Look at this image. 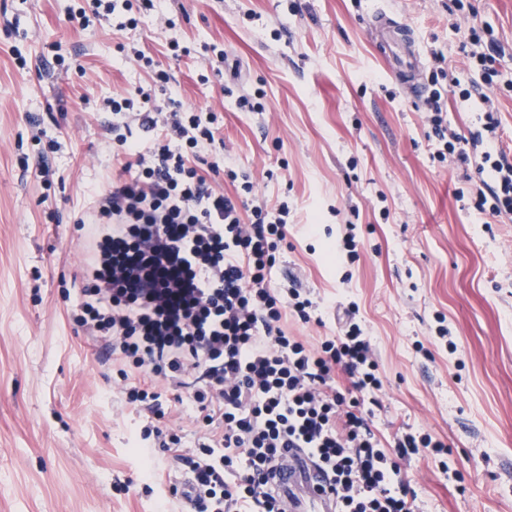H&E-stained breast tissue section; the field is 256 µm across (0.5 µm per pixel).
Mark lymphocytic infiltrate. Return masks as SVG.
<instances>
[{
	"instance_id": "f902f5d3",
	"label": "lymphocytic infiltrate",
	"mask_w": 512,
	"mask_h": 512,
	"mask_svg": "<svg viewBox=\"0 0 512 512\" xmlns=\"http://www.w3.org/2000/svg\"><path fill=\"white\" fill-rule=\"evenodd\" d=\"M496 44L487 22H471L470 78L459 91L485 114L484 159L501 178L481 191L477 208L493 217L512 215V162L493 137L499 121L486 93L499 74ZM426 104L438 160L468 162L475 137L449 133L440 90ZM110 107L112 141L128 162L97 198L75 319L114 363L141 375L124 388L125 404L160 417L169 397L194 409V448L156 426L140 432L172 453L191 484L194 512H286L282 481L294 451L312 459L335 512H415L399 462L446 446L407 432L388 448L373 430L365 403L383 383L355 308L345 332L316 347L284 330L288 316L306 323L314 308L299 289L272 285L288 204H250L253 182L229 165L225 176L240 184L235 195L208 184L191 163L215 141L200 115H163L147 95L138 106L124 98ZM137 128L150 133L148 142L133 140ZM337 371L345 386L331 385Z\"/></svg>"
}]
</instances>
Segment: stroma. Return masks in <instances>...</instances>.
<instances>
[{
  "label": "stroma",
  "mask_w": 512,
  "mask_h": 512,
  "mask_svg": "<svg viewBox=\"0 0 512 512\" xmlns=\"http://www.w3.org/2000/svg\"><path fill=\"white\" fill-rule=\"evenodd\" d=\"M469 2L470 16L454 0H132L137 25L122 29L92 0H0V512L182 506L167 455L142 476L135 438L156 421L124 403L116 366L73 320L89 247L75 222L125 162L108 102L141 91L215 113L198 164L213 187L233 193L229 156L259 199L287 201L277 281L318 305L289 335L318 344L357 303L384 382L378 434L420 429L448 448L443 467L400 462L420 512H512V217L475 209L474 164L433 159L425 101L366 22L375 6L406 20L430 71L478 17L512 77V0ZM259 88L268 111L237 108ZM349 229L352 258L333 250ZM156 423L193 447L188 406Z\"/></svg>",
  "instance_id": "obj_1"
}]
</instances>
